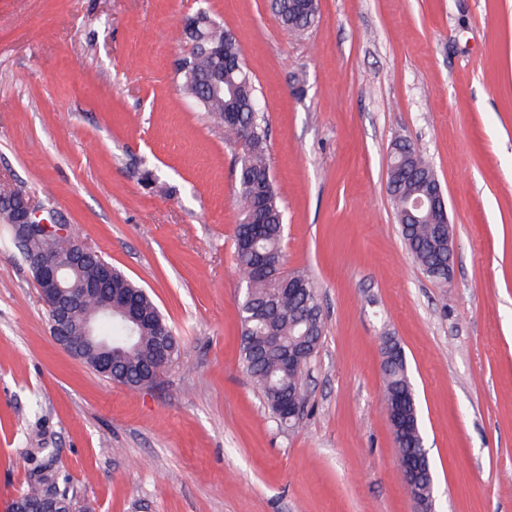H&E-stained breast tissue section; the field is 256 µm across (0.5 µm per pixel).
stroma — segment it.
<instances>
[{"label": "stroma", "mask_w": 512, "mask_h": 512, "mask_svg": "<svg viewBox=\"0 0 512 512\" xmlns=\"http://www.w3.org/2000/svg\"><path fill=\"white\" fill-rule=\"evenodd\" d=\"M200 11L242 47L286 267L323 308L292 430L241 364L236 150L179 90ZM400 137L445 195L444 284L398 230ZM0 185L60 212L180 341L152 388L101 376L56 344L0 223V512L46 465L79 512H415L383 407L387 336L436 512H512V0H319L301 37L269 0H0ZM403 350V349H402ZM391 347V343L383 344L381 348V367L385 361L395 355L383 368L382 376L385 383L386 398L391 402L413 392L411 379L408 373L404 351Z\"/></svg>", "instance_id": "1"}]
</instances>
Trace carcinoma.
<instances>
[{"label":"carcinoma","instance_id":"1","mask_svg":"<svg viewBox=\"0 0 512 512\" xmlns=\"http://www.w3.org/2000/svg\"><path fill=\"white\" fill-rule=\"evenodd\" d=\"M270 8L281 26L301 36L314 24L318 9L301 11L291 0H270ZM213 43L224 46V63L202 52L189 60L190 67L182 73L183 94L198 102L204 111L222 127L228 141L238 149L236 156V200L241 215L235 228V255L245 292L239 304L242 321L241 361L246 375L257 385L265 403L282 427H293L282 411L285 394L304 396L303 373L300 366L288 364L277 353L259 354L254 345L269 330L279 337L281 348L306 347L314 357L323 332L322 308L317 286L304 271L286 270L281 249L284 234V212L271 176V157L268 150V127L264 113L256 109L258 96L242 61V48L234 35L216 24L207 30ZM437 176L428 161L407 140L395 143L392 174L387 176V189L400 222L404 243L418 267L437 281L448 280V247L439 239L436 225L441 218L429 208L409 215L412 203L424 198ZM42 245L59 256L67 255L74 247L71 237L52 238ZM114 290L126 294L132 304L131 313L139 320L132 330L119 316L104 319L99 333L112 337V346L122 350L117 359L119 376L113 381L133 388L143 382L150 367L160 361L159 351L167 349L171 365L178 352V340L168 329L166 343L156 336L154 322L164 320L160 310L142 288L122 272L112 269L110 280L101 284V292ZM386 398L390 401L413 390L404 351L383 368ZM414 425L396 428L400 452L409 455L422 453L419 409H408ZM54 491L76 508L74 495L58 486L51 473L34 480L20 497L36 506L43 495Z\"/></svg>","mask_w":512,"mask_h":512}]
</instances>
